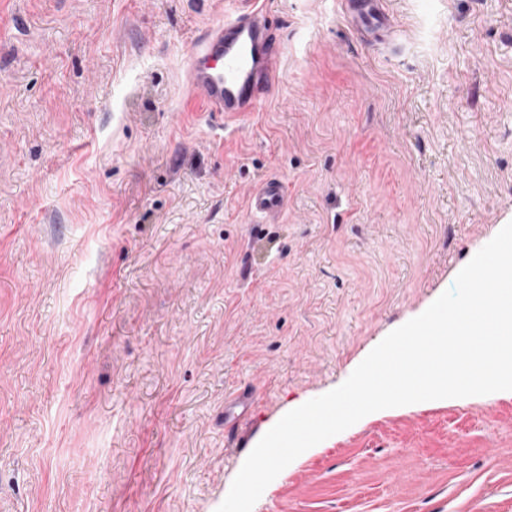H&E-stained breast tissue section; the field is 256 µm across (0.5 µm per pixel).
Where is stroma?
Segmentation results:
<instances>
[{"label":"stroma","mask_w":512,"mask_h":512,"mask_svg":"<svg viewBox=\"0 0 512 512\" xmlns=\"http://www.w3.org/2000/svg\"><path fill=\"white\" fill-rule=\"evenodd\" d=\"M266 6L281 79L229 131L187 68L237 0H0V512H216L512 220V0H392L384 44ZM253 512H512V391L373 412ZM286 190L278 177H268L256 187L250 198V210L269 221H275L285 207ZM257 400L256 393L250 388H243L224 399V430L233 429L247 416Z\"/></svg>","instance_id":"obj_1"}]
</instances>
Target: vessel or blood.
<instances>
[{"label": "vessel or blood", "mask_w": 512, "mask_h": 512, "mask_svg": "<svg viewBox=\"0 0 512 512\" xmlns=\"http://www.w3.org/2000/svg\"><path fill=\"white\" fill-rule=\"evenodd\" d=\"M339 4L343 17L358 32L376 41L395 35L389 0H339ZM283 54L264 0H249L246 9L227 15L222 25L206 32L190 58L188 85L199 94L204 111L227 118L257 112L270 99ZM286 199L282 180L269 177L252 194L250 209L273 221ZM256 400V393L248 388L225 398V428H235Z\"/></svg>", "instance_id": "obj_1"}]
</instances>
